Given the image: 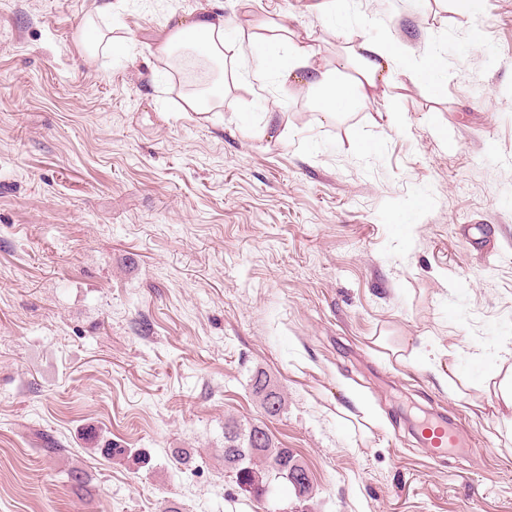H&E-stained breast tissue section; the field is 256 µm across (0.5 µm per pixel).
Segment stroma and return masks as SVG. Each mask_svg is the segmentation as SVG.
Returning a JSON list of instances; mask_svg holds the SVG:
<instances>
[{
  "instance_id": "1",
  "label": "stroma",
  "mask_w": 512,
  "mask_h": 512,
  "mask_svg": "<svg viewBox=\"0 0 512 512\" xmlns=\"http://www.w3.org/2000/svg\"><path fill=\"white\" fill-rule=\"evenodd\" d=\"M102 2L0 0V512H512V0H349L339 34L324 0H224L234 39L278 15L321 64L441 57L439 88L398 70L333 119L273 80L184 112L156 47L206 0ZM439 414L481 455L421 448ZM228 417L309 502L225 474ZM508 360L504 359L503 364L496 369L493 377L502 376L497 383L496 396L500 398V405L508 411L512 410V363L505 365ZM252 389L258 398L260 407L267 416H278L284 409L286 399L264 371H257L251 379Z\"/></svg>"
}]
</instances>
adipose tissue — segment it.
<instances>
[{"label":"adipose tissue","instance_id":"ef3b65f1","mask_svg":"<svg viewBox=\"0 0 512 512\" xmlns=\"http://www.w3.org/2000/svg\"><path fill=\"white\" fill-rule=\"evenodd\" d=\"M224 0H210L208 6L180 17L168 26V34L160 52L175 56L181 47L202 46L216 65H223L230 56L252 55L254 64L240 73L241 81L254 84L267 76H275L280 88L291 80L306 84L316 109L326 115L349 112L362 107L368 88L387 81L394 69H402L415 80H431L440 71L436 56L413 63L406 49L397 42H360L352 50L357 65L354 73L329 69L315 64V48L294 34L287 25L276 24L268 34H253L248 39L227 42L224 37Z\"/></svg>","mask_w":512,"mask_h":512}]
</instances>
